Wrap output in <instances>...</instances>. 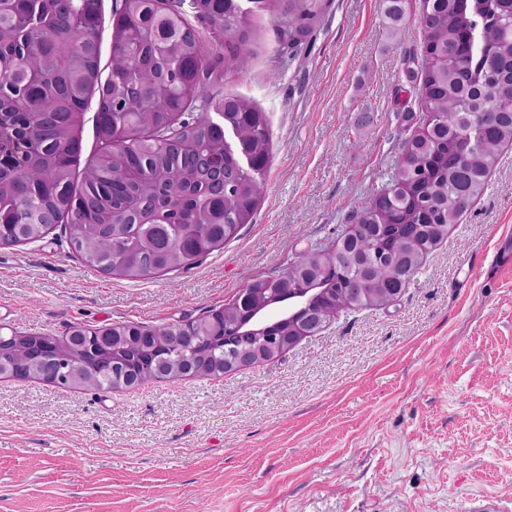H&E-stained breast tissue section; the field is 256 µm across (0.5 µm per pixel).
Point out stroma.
I'll return each instance as SVG.
<instances>
[{
    "label": "stroma",
    "instance_id": "35a3bbf8",
    "mask_svg": "<svg viewBox=\"0 0 512 512\" xmlns=\"http://www.w3.org/2000/svg\"><path fill=\"white\" fill-rule=\"evenodd\" d=\"M325 0L296 56L253 18L225 94L269 119L251 224L185 272L113 278L61 230L0 246V325L187 322L333 246L422 115L419 0ZM512 145L392 304L341 314L259 366L92 390L0 380V512H464L512 499Z\"/></svg>",
    "mask_w": 512,
    "mask_h": 512
}]
</instances>
